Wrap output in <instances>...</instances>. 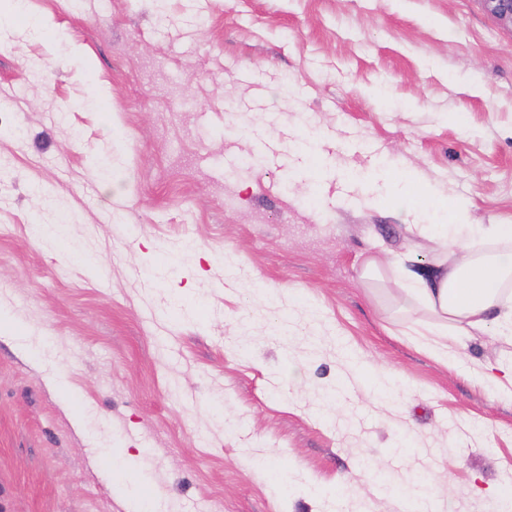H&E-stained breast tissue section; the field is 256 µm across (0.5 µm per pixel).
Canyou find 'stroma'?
<instances>
[{
	"label": "stroma",
	"instance_id": "35a3bbf8",
	"mask_svg": "<svg viewBox=\"0 0 512 512\" xmlns=\"http://www.w3.org/2000/svg\"><path fill=\"white\" fill-rule=\"evenodd\" d=\"M0 40V512H499L512 346L436 359L398 278L442 257L415 188L512 224L480 0H27Z\"/></svg>",
	"mask_w": 512,
	"mask_h": 512
}]
</instances>
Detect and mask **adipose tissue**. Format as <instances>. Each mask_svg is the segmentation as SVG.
Returning <instances> with one entry per match:
<instances>
[{"instance_id": "1", "label": "adipose tissue", "mask_w": 512, "mask_h": 512, "mask_svg": "<svg viewBox=\"0 0 512 512\" xmlns=\"http://www.w3.org/2000/svg\"><path fill=\"white\" fill-rule=\"evenodd\" d=\"M419 230L436 235L443 247L459 250L460 259L416 274V287L407 294L431 314L437 328H453L457 335L468 336L485 330L490 314H497L501 333L512 335V307L500 306V285L512 278V252L499 251L478 255L469 248L468 234L490 243L512 241V224H472L464 201L448 206L444 224H423Z\"/></svg>"}]
</instances>
